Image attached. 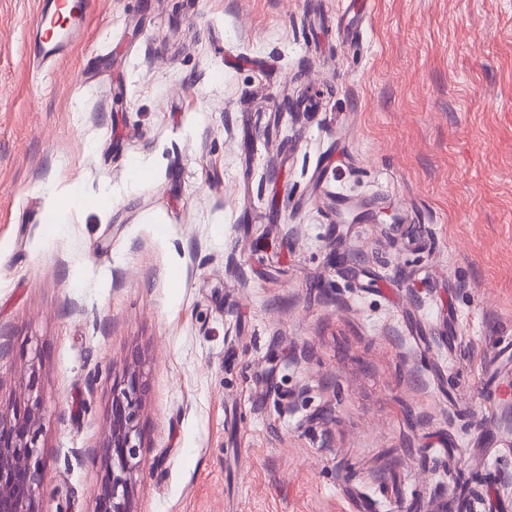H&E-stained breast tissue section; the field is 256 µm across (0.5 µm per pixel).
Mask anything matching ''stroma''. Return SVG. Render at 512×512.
Segmentation results:
<instances>
[{
  "mask_svg": "<svg viewBox=\"0 0 512 512\" xmlns=\"http://www.w3.org/2000/svg\"><path fill=\"white\" fill-rule=\"evenodd\" d=\"M42 2L0 0V400L43 393L39 512H94L134 355V512L512 501V0H90L36 69Z\"/></svg>",
  "mask_w": 512,
  "mask_h": 512,
  "instance_id": "35a3bbf8",
  "label": "stroma"
}]
</instances>
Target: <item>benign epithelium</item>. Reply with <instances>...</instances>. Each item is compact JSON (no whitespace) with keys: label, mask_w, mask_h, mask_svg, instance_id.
<instances>
[{"label":"benign epithelium","mask_w":512,"mask_h":512,"mask_svg":"<svg viewBox=\"0 0 512 512\" xmlns=\"http://www.w3.org/2000/svg\"><path fill=\"white\" fill-rule=\"evenodd\" d=\"M22 409L0 402V512H39L44 463L39 452L43 395L35 374L25 383ZM146 397L141 362L133 358L112 385L108 426L98 450L103 475L97 512H133L140 467V416Z\"/></svg>","instance_id":"1"}]
</instances>
